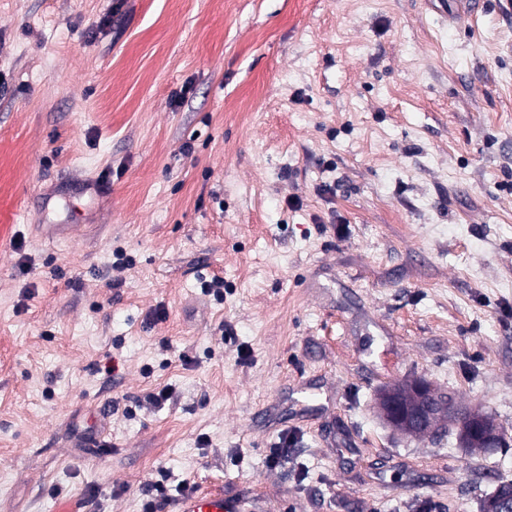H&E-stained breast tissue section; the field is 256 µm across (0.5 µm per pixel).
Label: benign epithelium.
Returning <instances> with one entry per match:
<instances>
[{"mask_svg":"<svg viewBox=\"0 0 512 512\" xmlns=\"http://www.w3.org/2000/svg\"><path fill=\"white\" fill-rule=\"evenodd\" d=\"M405 387L408 397L390 390L381 396L379 405L386 420L406 435L433 433L444 416L450 423L483 422L480 413L458 406L451 395L424 379L410 381ZM481 512H512V484L498 483L494 492L482 499Z\"/></svg>","mask_w":512,"mask_h":512,"instance_id":"7a95c632","label":"benign epithelium"}]
</instances>
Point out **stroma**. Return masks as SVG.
<instances>
[{
    "mask_svg": "<svg viewBox=\"0 0 512 512\" xmlns=\"http://www.w3.org/2000/svg\"><path fill=\"white\" fill-rule=\"evenodd\" d=\"M412 378L512 437V0H0V512H479ZM408 397L386 391L380 398V410L386 420L402 433L421 436L433 433L441 417L448 423H483V416L458 406L454 398L424 379L405 384ZM252 500H237L235 497L224 495L220 488H208L201 492L191 493L182 496L176 502V512H256L260 511L258 506H250L244 510V504H251Z\"/></svg>",
    "mask_w": 512,
    "mask_h": 512,
    "instance_id": "1",
    "label": "stroma"
}]
</instances>
